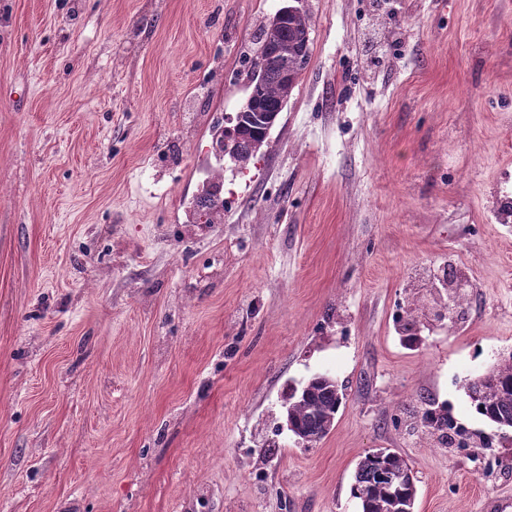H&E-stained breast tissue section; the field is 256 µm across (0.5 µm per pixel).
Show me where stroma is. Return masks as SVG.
<instances>
[{
	"label": "stroma",
	"mask_w": 512,
	"mask_h": 512,
	"mask_svg": "<svg viewBox=\"0 0 512 512\" xmlns=\"http://www.w3.org/2000/svg\"><path fill=\"white\" fill-rule=\"evenodd\" d=\"M297 5L310 64L240 168L210 146L267 0H0V512H360L374 448L415 512H512V430L464 389L512 353V0ZM449 265L465 303L406 345ZM317 373L346 403L303 448L276 428ZM220 174L221 171H218L213 176L195 201L194 212L199 218H205L204 224L224 221L223 181L219 179ZM416 494L413 468L391 448H375L362 456L350 486L361 512H414Z\"/></svg>",
	"instance_id": "1"
}]
</instances>
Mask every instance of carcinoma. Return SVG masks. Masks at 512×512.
<instances>
[{
	"label": "carcinoma",
	"mask_w": 512,
	"mask_h": 512,
	"mask_svg": "<svg viewBox=\"0 0 512 512\" xmlns=\"http://www.w3.org/2000/svg\"><path fill=\"white\" fill-rule=\"evenodd\" d=\"M310 27L311 17L306 12L294 16L286 27L275 29L273 22L267 21L260 29L255 60L285 46L294 50ZM287 96L279 73L267 70L260 107L266 112H277ZM236 142L237 159L242 166L249 164L264 146L252 127L243 128ZM194 212L205 218L207 224L224 221L223 181L219 175H214L197 196ZM467 392L475 413L501 430L512 428V354L493 369L491 376L470 381ZM344 400L343 390L334 378L315 376L307 382L303 393L288 400V423L296 433L315 444L330 432ZM422 421L440 436L451 438L449 431L454 425L448 414L426 411ZM416 494L417 477L413 468L391 448H375L362 456L350 486V495L358 501L361 512H414Z\"/></svg>",
	"instance_id": "carcinoma-1"
}]
</instances>
